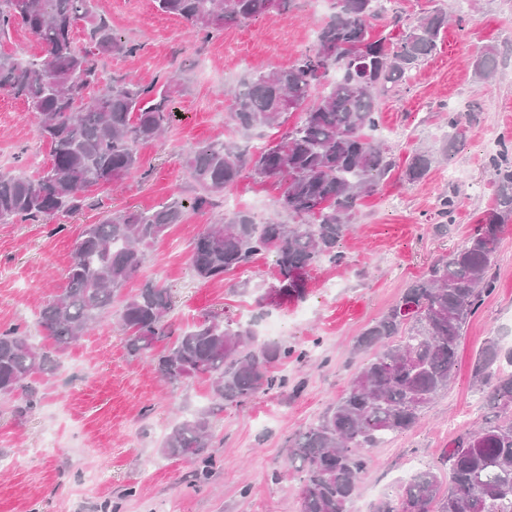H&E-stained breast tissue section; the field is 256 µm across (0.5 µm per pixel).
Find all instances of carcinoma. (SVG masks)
<instances>
[{
    "mask_svg": "<svg viewBox=\"0 0 512 512\" xmlns=\"http://www.w3.org/2000/svg\"><path fill=\"white\" fill-rule=\"evenodd\" d=\"M158 11L176 15L207 39L224 26L288 11L294 0H153ZM383 15L378 0H335L315 48L291 64L259 72L231 89L229 120L249 138L298 120L256 151L241 140H205L188 150L184 168L192 197L173 195L150 210L112 215L85 227L66 272L67 286L40 309L39 324L52 349L36 346L18 326L0 329V398L17 397V413L39 404L32 378L55 370V354L112 314L139 357L153 344L171 342L154 358V370L174 387L192 377L211 382L212 406L176 423L160 453L171 459L212 462L214 411L238 406L275 385L272 369L293 350L257 342L251 323L217 317L179 330L169 323V289L147 281L123 294L146 260L145 249L192 212L213 211L245 177L275 179L282 187L272 216L258 220L247 209L226 210L195 237L189 262L204 281H222L259 255L271 254L275 280L266 295L301 300L307 272L326 260L345 264L337 243L351 230L361 199L378 190L392 171L384 143L368 135L378 126L381 99L427 61L448 29V12H426L392 40L372 35ZM88 25L89 46L79 49L73 31ZM25 28L44 55L23 60L0 52V90L22 98L38 117L39 136L51 146L50 164L37 177L0 172V223H42L100 204L93 191L130 176L146 178L138 147L158 138L174 118L181 91L173 76L145 85L126 78L103 79L100 59L125 56L136 47L112 29L96 0H0V36ZM501 52L486 47L472 63L485 85L495 80ZM465 133L458 113H448L439 137L417 146L402 174L414 184L448 158ZM493 201L481 224L458 247L439 257L406 288L398 302L358 337L368 354L345 393L317 423L290 440L291 459L302 463L300 512H350L349 504L368 466L366 450L412 428L421 412L448 390L468 320L497 288L495 254L512 223V142L503 138L486 163ZM455 195L441 198L433 228L454 223ZM472 377L485 400L498 409L493 419L467 428L443 460L425 466L401 485L397 496L371 512H512V352L494 339L478 351Z\"/></svg>",
    "mask_w": 512,
    "mask_h": 512,
    "instance_id": "1",
    "label": "carcinoma"
}]
</instances>
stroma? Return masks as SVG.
Wrapping results in <instances>:
<instances>
[{"label":"stroma","instance_id":"35a3bbf8","mask_svg":"<svg viewBox=\"0 0 512 512\" xmlns=\"http://www.w3.org/2000/svg\"><path fill=\"white\" fill-rule=\"evenodd\" d=\"M99 7L138 46L134 54L103 58V78L148 84L174 75L184 90L173 103L176 117L165 136L139 147L146 179L98 189L100 209L67 219L57 234L47 223L0 224V328L19 326L40 347L51 341L37 323L39 310L65 288L84 225L111 211L148 210L187 191V149L236 135L225 88L312 49L329 18L310 0H295L283 14L230 25L204 40L184 20L157 11L153 0H100ZM394 7L399 26L375 25L374 36L398 37L402 26L435 8L463 15L465 22L449 25L408 88L381 102L377 135L389 145L395 169L380 190L362 199L351 232L339 242L345 264L310 269L304 301L262 305L261 290L276 274L273 256H261L220 282L198 279L189 265L191 243L213 217L194 214L149 248L138 278L127 286L132 293L155 280L170 288L171 319L179 326L214 314L255 321L261 333L280 323L276 341L296 350L275 368L272 389L214 417V466L158 451L174 422L208 407V380L163 386L150 355L131 358L123 332L108 319L60 356L55 375L35 376L41 397L35 411L16 415L12 403L0 399V512H299L302 482L289 463L291 437L317 422L345 391L362 362L354 345L365 327L435 258L473 233L492 203L486 161L501 138L512 139V53L489 86L476 83L472 68L487 46L512 45V0H474L460 8L453 0H395ZM475 106L480 121L448 159L424 180L404 183L401 174L414 146L431 141L448 113ZM37 125L26 101L0 92V169L33 176L49 164L51 147L39 139ZM455 187V222L447 234H437L431 218L439 199ZM279 192L275 181L253 178L232 190L262 218L273 212ZM496 273V291L468 325L448 392L413 428L370 450L350 512H369L375 500L395 494L410 477L412 460L438 464L459 434L452 419L471 411L487 415L471 367L487 339L512 350V224L502 234Z\"/></svg>","mask_w":512,"mask_h":512}]
</instances>
